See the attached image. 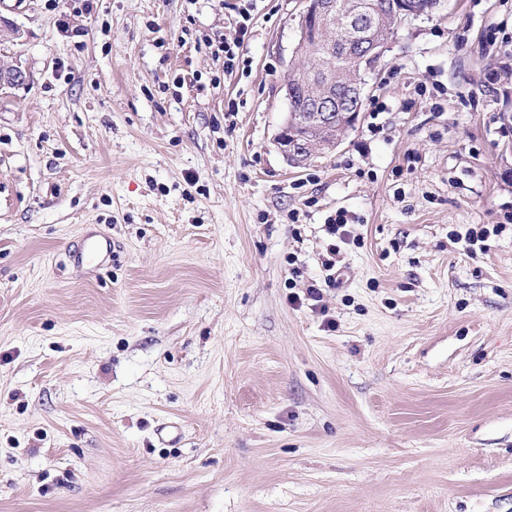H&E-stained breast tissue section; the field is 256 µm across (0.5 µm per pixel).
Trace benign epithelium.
Here are the masks:
<instances>
[{
  "label": "benign epithelium",
  "instance_id": "1",
  "mask_svg": "<svg viewBox=\"0 0 512 512\" xmlns=\"http://www.w3.org/2000/svg\"><path fill=\"white\" fill-rule=\"evenodd\" d=\"M306 16H313L322 23V27L329 28L330 20L338 18L350 31L351 39L360 42L366 48V56L376 61L381 54V42L371 39L370 33L364 29L357 15H347L337 11L333 0H307ZM26 73L17 66H0V89L4 87H18L25 83ZM291 81H303L319 90L320 98L324 103L317 104L319 111L313 114V126L317 129V136L305 141L288 143V128L298 122V113L287 114L284 123L275 137V145L286 161L295 165L301 160L309 158L317 150L336 149L342 142L343 136L336 131V126L350 129L359 114V106L344 98L332 94L336 82L334 72L324 68H301L293 72Z\"/></svg>",
  "mask_w": 512,
  "mask_h": 512
}]
</instances>
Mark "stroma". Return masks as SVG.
<instances>
[{
  "instance_id": "stroma-1",
  "label": "stroma",
  "mask_w": 512,
  "mask_h": 512,
  "mask_svg": "<svg viewBox=\"0 0 512 512\" xmlns=\"http://www.w3.org/2000/svg\"><path fill=\"white\" fill-rule=\"evenodd\" d=\"M242 2L0 0V512H512V0L398 21L300 168L306 0L229 74Z\"/></svg>"
}]
</instances>
